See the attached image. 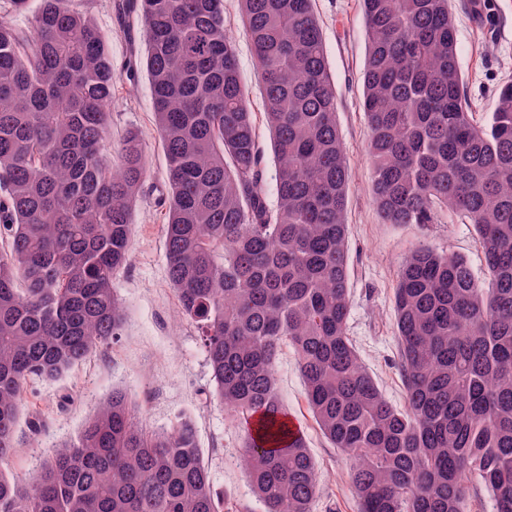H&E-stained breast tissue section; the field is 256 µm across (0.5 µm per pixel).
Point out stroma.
I'll return each instance as SVG.
<instances>
[{
    "mask_svg": "<svg viewBox=\"0 0 512 512\" xmlns=\"http://www.w3.org/2000/svg\"><path fill=\"white\" fill-rule=\"evenodd\" d=\"M92 18L106 37L112 68L123 74L131 42L110 10V0H87ZM457 31L458 61L477 119L495 107V89L512 79V0H487L474 12L463 0H451ZM331 76L336 84L337 125L351 167L346 222L351 266L349 334L385 397L404 407L397 369L394 292L400 264L415 246L464 257L483 275V257L471 225L447 213L435 224L383 223L373 203L370 170L365 161L369 131L362 112L364 18L359 0H314ZM228 32L237 38V61L255 113H262L256 62L240 35L238 0H224ZM146 142L150 178L133 215L131 257L116 286L126 317L122 332L107 348L76 365L57 381H32L24 395L26 410L40 413L41 446H29L27 428L17 434L10 470L27 479L64 442L75 439L85 421L113 389L131 394L138 417L149 430L168 427L176 417L192 420L203 460L224 504L238 512H264L240 464L243 431L230 410L213 397L211 371L194 323L184 318L167 278L164 215L156 203L166 184V161L156 132L150 83L140 74L134 93L118 89L112 100V138L128 131ZM277 387L294 425L308 441L316 461L319 495L312 512H357L346 457L319 431L304 397L303 383L291 349L276 368Z\"/></svg>",
    "mask_w": 512,
    "mask_h": 512,
    "instance_id": "35a3bbf8",
    "label": "stroma"
}]
</instances>
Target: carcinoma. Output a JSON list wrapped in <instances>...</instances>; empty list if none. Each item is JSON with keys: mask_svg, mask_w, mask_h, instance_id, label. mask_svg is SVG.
<instances>
[{"mask_svg": "<svg viewBox=\"0 0 512 512\" xmlns=\"http://www.w3.org/2000/svg\"><path fill=\"white\" fill-rule=\"evenodd\" d=\"M271 152L259 140L224 25V0H115L145 44L166 157L168 278L195 323L214 395L244 430L242 462L265 512H311L319 491L275 366L290 348L320 432L350 463L359 512H468L477 477L512 512V80L483 122L457 57L449 0H361L373 200L386 224L473 226L485 260L421 244L394 307L406 410L348 333L350 167L313 0H239ZM0 4V512H224L192 422L148 431L112 391L78 437L24 482L4 470L33 379L57 380L120 336L115 288L130 260L148 162L129 131L106 150L120 78L79 0ZM275 169V199L263 175Z\"/></svg>", "mask_w": 512, "mask_h": 512, "instance_id": "carcinoma-1", "label": "carcinoma"}]
</instances>
